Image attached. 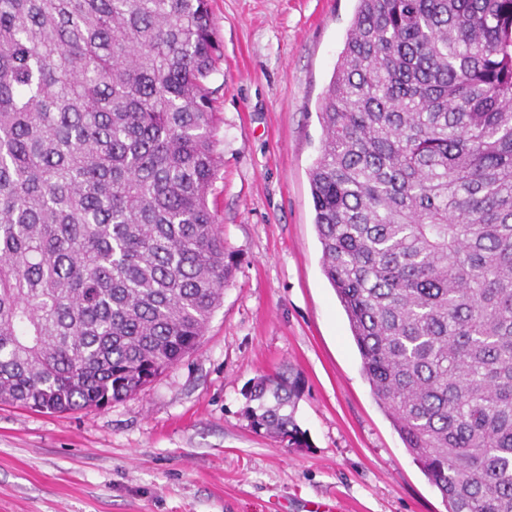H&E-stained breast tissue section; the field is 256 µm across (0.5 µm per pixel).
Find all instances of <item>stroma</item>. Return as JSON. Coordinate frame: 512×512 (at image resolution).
<instances>
[{
	"mask_svg": "<svg viewBox=\"0 0 512 512\" xmlns=\"http://www.w3.org/2000/svg\"><path fill=\"white\" fill-rule=\"evenodd\" d=\"M223 165L210 207L237 267L198 347L142 391L46 414L0 404V512H447L374 397L322 269L309 170L357 0H211ZM298 374L301 448L252 430L254 381Z\"/></svg>",
	"mask_w": 512,
	"mask_h": 512,
	"instance_id": "35a3bbf8",
	"label": "stroma"
}]
</instances>
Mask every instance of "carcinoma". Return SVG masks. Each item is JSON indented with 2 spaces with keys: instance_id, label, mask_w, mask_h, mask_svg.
I'll return each instance as SVG.
<instances>
[{
  "instance_id": "cac0c4a2",
  "label": "carcinoma",
  "mask_w": 512,
  "mask_h": 512,
  "mask_svg": "<svg viewBox=\"0 0 512 512\" xmlns=\"http://www.w3.org/2000/svg\"><path fill=\"white\" fill-rule=\"evenodd\" d=\"M310 170L323 271L448 512H512V0H358ZM208 0H0V403L103 407L193 351L235 270ZM302 381L255 431L306 445Z\"/></svg>"
}]
</instances>
